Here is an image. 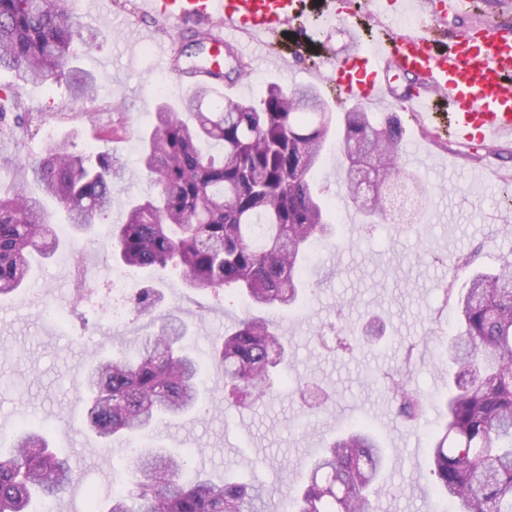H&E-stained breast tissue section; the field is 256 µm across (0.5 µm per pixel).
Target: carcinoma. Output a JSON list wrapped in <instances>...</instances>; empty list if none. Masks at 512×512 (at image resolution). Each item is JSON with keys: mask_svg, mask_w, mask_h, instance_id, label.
<instances>
[{"mask_svg": "<svg viewBox=\"0 0 512 512\" xmlns=\"http://www.w3.org/2000/svg\"><path fill=\"white\" fill-rule=\"evenodd\" d=\"M72 2L0 0V70L33 83L52 80L70 100L82 101L96 85L71 63L93 38L76 24ZM331 132L348 162L349 198L361 165L383 184L409 185L416 199L425 196L403 166L405 128L396 116L378 126L355 106L335 121L314 85L272 83L258 101L228 99L200 85L176 110L157 105L140 154L154 194L130 201L125 221L112 225L113 258L158 275L175 271L190 290L239 292L257 310L296 306L310 244L336 240L331 202L310 183ZM24 167L61 204L74 237L107 223L125 169L112 153L58 146ZM358 213L373 223L386 209L379 202ZM60 245L39 198L21 185L0 187V297L31 281L30 252L49 255ZM447 294L456 297L460 332L448 341L452 383L431 435L435 486L450 512H512V261L474 273ZM156 322L136 354L103 358L84 376L88 430L108 444L203 404V366L187 344L188 325L174 315ZM285 352L273 320L252 315L213 342L209 359L224 368L232 390L260 400L275 377L286 379ZM395 386L399 414L419 419L420 398L402 379ZM383 457L367 427L333 440L316 458L294 512H372ZM186 464L185 452L139 451L132 488L112 493L107 512H245L259 498L245 484H216L201 473L182 479ZM72 475L70 459L57 455L35 427L23 426L11 448L0 450V512H35V501L60 494Z\"/></svg>", "mask_w": 512, "mask_h": 512, "instance_id": "1", "label": "carcinoma"}]
</instances>
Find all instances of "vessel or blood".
Masks as SVG:
<instances>
[{
	"instance_id": "1",
	"label": "vessel or blood",
	"mask_w": 512,
	"mask_h": 512,
	"mask_svg": "<svg viewBox=\"0 0 512 512\" xmlns=\"http://www.w3.org/2000/svg\"><path fill=\"white\" fill-rule=\"evenodd\" d=\"M149 13L177 25L218 28L221 46L248 37L259 42L300 21L305 0H144ZM436 15L421 16L406 32L357 41L346 61L330 63L343 101L404 105L419 117L447 110L455 140L488 146L512 136V38L492 20L446 37ZM161 65L178 66L172 43L143 31Z\"/></svg>"
}]
</instances>
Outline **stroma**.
Returning <instances> with one entry per match:
<instances>
[{"mask_svg":"<svg viewBox=\"0 0 512 512\" xmlns=\"http://www.w3.org/2000/svg\"><path fill=\"white\" fill-rule=\"evenodd\" d=\"M322 2L307 0L308 27L294 26L273 37V60L260 63L243 56L249 76L244 84L226 88V96L256 101L272 81L291 87L314 83L333 112L343 114L331 78H315L313 71L325 56H350V33L370 35L377 20L364 9L323 26ZM74 14L83 31L96 36L78 61L98 80L95 98L73 105L65 87L0 72V86L11 88L27 109L20 121L13 112L0 114V184L21 183L32 195L43 196L15 162L39 160L54 142L112 152L125 164L109 222L119 224L128 200L149 188L140 169L138 138L152 123L159 98L155 86L167 78L164 96L171 103L186 93L182 81L166 76L154 53L138 43L137 34L150 29L180 44L187 37L171 23L142 13L139 0H108L101 15L75 0ZM373 113L378 122L398 116L406 130L405 149L417 146L425 154L424 164L412 169L429 189L424 218L411 222L413 200L396 191L386 197V219L348 223L353 207L341 188L336 141L328 139L315 181L335 209L339 243L314 246L302 302L275 316L291 344L287 383L276 384L263 401L234 404L224 388L223 369L205 365L209 393L203 407L151 438L154 445L188 452L187 475L200 472L216 482L272 491V512H290L312 461L359 423L371 426L385 453L383 476L371 496L375 512H442L429 434L448 397L450 380L440 358L457 333L455 301L446 290L468 276L467 270H452L451 263L470 254L475 267L490 269L512 259V208L497 200L501 183L512 181V139L470 149L450 139L439 124L421 125L401 105H377ZM120 116L126 135L102 140L101 130ZM109 224L98 225L51 258H35V283L0 299V446L10 447L15 432L27 424L70 457L74 476L53 498L54 512H86L92 500L105 505L114 482L128 475V452L105 446L87 431L89 401L81 387L82 372L93 358L118 354L150 330L148 318L129 302L120 308L119 324L102 319L103 306L112 302ZM85 264L93 266L96 278L81 284L75 272ZM130 281L132 287L154 289L160 310L192 323L202 353L233 331L247 309L233 295L187 291L174 275L136 273ZM409 348L416 353L409 388L426 403L417 421L399 415L387 380Z\"/></svg>","mask_w":512,"mask_h":512,"instance_id":"stroma-1","label":"stroma"}]
</instances>
